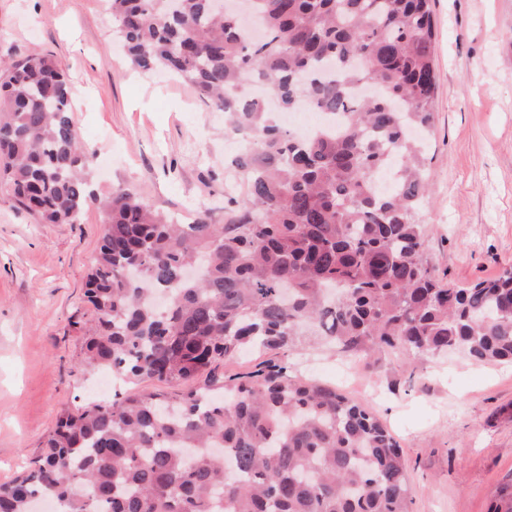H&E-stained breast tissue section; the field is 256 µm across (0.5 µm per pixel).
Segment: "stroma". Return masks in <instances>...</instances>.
<instances>
[{"instance_id": "obj_1", "label": "stroma", "mask_w": 512, "mask_h": 512, "mask_svg": "<svg viewBox=\"0 0 512 512\" xmlns=\"http://www.w3.org/2000/svg\"><path fill=\"white\" fill-rule=\"evenodd\" d=\"M437 88L419 219L435 274L455 285L512 264V0H433ZM51 54L73 90L79 140L95 155L96 195L131 188L187 223L221 218L225 159L238 145L220 112L182 79L145 74L123 56L106 0H0V60ZM103 214L38 224L0 186V483L19 475L63 407L111 400L84 365L94 320L83 301ZM285 362L370 408L399 440L413 512H488L512 482V365L451 352L342 351L313 337L291 350L244 351L221 374Z\"/></svg>"}]
</instances>
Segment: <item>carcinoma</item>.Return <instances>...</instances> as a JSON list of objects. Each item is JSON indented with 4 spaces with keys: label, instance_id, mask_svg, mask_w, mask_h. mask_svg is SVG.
<instances>
[{
    "label": "carcinoma",
    "instance_id": "1",
    "mask_svg": "<svg viewBox=\"0 0 512 512\" xmlns=\"http://www.w3.org/2000/svg\"><path fill=\"white\" fill-rule=\"evenodd\" d=\"M107 2L134 67L188 81L252 135L232 160L247 189L221 223L180 224L113 188L84 292L96 315L85 366L184 391L63 409L26 471L0 484V512H35L41 498L59 512H412L403 451L369 409L279 364L227 380L217 369L306 334L365 354L512 363V264L457 287L425 258L433 0H252L248 27L211 0ZM257 85L284 112L305 103L340 118L336 131L294 136ZM92 158L59 62L0 61V173L14 205L42 224L79 223L97 202ZM488 512H512V484Z\"/></svg>",
    "mask_w": 512,
    "mask_h": 512
}]
</instances>
